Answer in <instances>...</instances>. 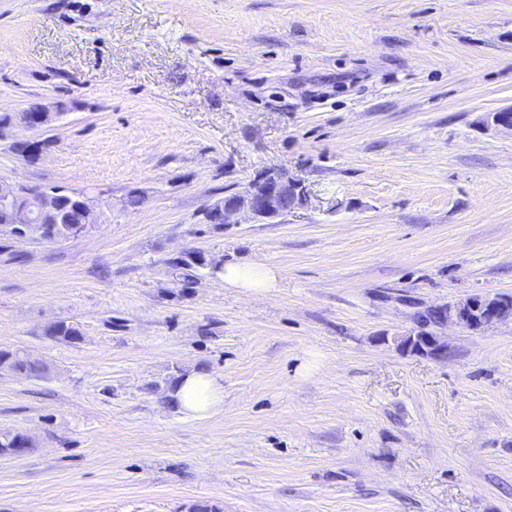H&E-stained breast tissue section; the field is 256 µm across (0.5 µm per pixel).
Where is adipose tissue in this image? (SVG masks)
Instances as JSON below:
<instances>
[{"instance_id": "1", "label": "adipose tissue", "mask_w": 512, "mask_h": 512, "mask_svg": "<svg viewBox=\"0 0 512 512\" xmlns=\"http://www.w3.org/2000/svg\"><path fill=\"white\" fill-rule=\"evenodd\" d=\"M169 396L185 416L209 417L224 408V377L206 370L188 371L177 380Z\"/></svg>"}]
</instances>
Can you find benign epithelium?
I'll return each instance as SVG.
<instances>
[{"label":"benign epithelium","mask_w":512,"mask_h":512,"mask_svg":"<svg viewBox=\"0 0 512 512\" xmlns=\"http://www.w3.org/2000/svg\"><path fill=\"white\" fill-rule=\"evenodd\" d=\"M487 127L496 131L512 132V108L490 115ZM18 186L0 184V208L13 214V224L24 227L29 223V210L40 202H49L42 189L25 186L18 194ZM306 201L304 183L286 173L268 170L257 175L249 185L224 196L204 210L205 223L214 217L224 224H238L244 217L258 224H277L288 214L302 207ZM512 318V307L507 308L491 295L472 294L428 310L418 319V330L400 341L401 347L433 359L448 357V340L441 329L450 323L471 332L488 329Z\"/></svg>","instance_id":"benign-epithelium-1"}]
</instances>
